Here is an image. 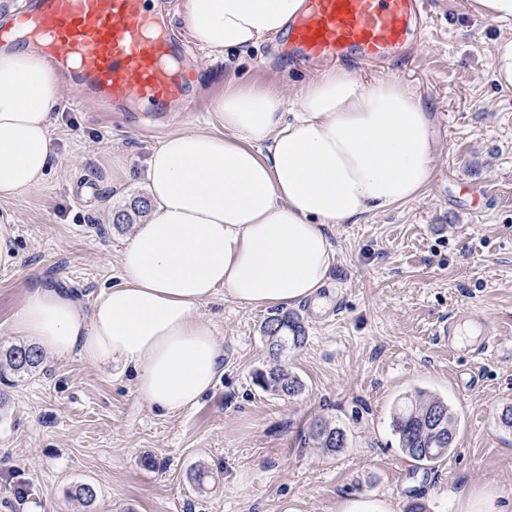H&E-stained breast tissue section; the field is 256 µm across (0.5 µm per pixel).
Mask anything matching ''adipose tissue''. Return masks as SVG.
<instances>
[{"instance_id": "ef3b65f1", "label": "adipose tissue", "mask_w": 512, "mask_h": 512, "mask_svg": "<svg viewBox=\"0 0 512 512\" xmlns=\"http://www.w3.org/2000/svg\"><path fill=\"white\" fill-rule=\"evenodd\" d=\"M306 0H185L193 39L216 56L284 35ZM62 100L31 47L0 50V199L40 185ZM217 129L170 132L146 160L149 211L120 254L121 281L91 305L45 282L28 288L12 331L57 357L132 371L137 396L168 414L193 408L224 372L200 309L315 299L335 260L328 235L417 199L433 176V120L399 78L367 83L332 68L295 105L224 80Z\"/></svg>"}]
</instances>
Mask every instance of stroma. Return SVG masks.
<instances>
[{"label": "stroma", "instance_id": "stroma-1", "mask_svg": "<svg viewBox=\"0 0 512 512\" xmlns=\"http://www.w3.org/2000/svg\"><path fill=\"white\" fill-rule=\"evenodd\" d=\"M163 2L198 64L197 106L161 120L127 112L108 124L64 84L49 172L0 202L15 249L14 263L0 266L2 349L20 342L10 323L31 273L87 305L119 283L133 227L114 224L115 213L145 196V161L164 133L212 120L225 75L271 86L291 103L310 76L270 43L211 59L190 36L185 0ZM467 2L431 0L430 29L407 61L381 72L348 66L358 78L393 75L419 91L438 151L419 198L331 233L327 307L292 308L305 345L273 359L261 326L275 308L218 298L202 315L224 346V373L175 415L140 400L132 373L44 355L35 370L0 381V512H336L351 499L381 500L392 512L416 502L461 512V487L512 495V427L500 421L512 406V88H500L490 69L507 29ZM120 161L132 177L116 185ZM461 315L494 328L484 350L473 339L436 340L439 323ZM276 363L298 376L299 393L257 384ZM418 389L447 400L457 418L453 448L432 466L403 455L391 426L396 401ZM321 420L345 431L342 453L327 455L312 439ZM199 465L212 475L203 490L192 480ZM81 483L97 489L87 507L69 496Z\"/></svg>", "mask_w": 512, "mask_h": 512}]
</instances>
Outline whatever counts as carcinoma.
I'll return each instance as SVG.
<instances>
[{"label": "carcinoma", "mask_w": 512, "mask_h": 512, "mask_svg": "<svg viewBox=\"0 0 512 512\" xmlns=\"http://www.w3.org/2000/svg\"><path fill=\"white\" fill-rule=\"evenodd\" d=\"M147 203L137 200L131 211L115 214L116 223L131 224L134 218L146 213ZM263 336L273 356L290 347L299 348L306 341L305 328L300 319L285 313L268 319L262 326ZM42 361L41 352L29 346H12L0 356V379L8 372H22L37 367ZM258 384L265 390L293 395L301 389L299 379L288 370L276 365L257 375ZM392 428L398 438L401 452L423 465L433 466L441 461L453 447L456 438V418L447 401L416 390L407 401L398 404L392 412ZM344 431L325 421L312 427V437L324 451L341 452L345 443L339 442Z\"/></svg>", "instance_id": "1"}]
</instances>
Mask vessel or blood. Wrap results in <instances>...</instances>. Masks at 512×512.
<instances>
[{"mask_svg":"<svg viewBox=\"0 0 512 512\" xmlns=\"http://www.w3.org/2000/svg\"><path fill=\"white\" fill-rule=\"evenodd\" d=\"M147 2L29 0L17 22L33 25L38 49L69 68L72 84L104 111L133 101L186 104L196 71L170 69L180 43ZM426 13L424 0H309L287 40L302 63H341L351 54L382 62L420 39Z\"/></svg>","mask_w":512,"mask_h":512,"instance_id":"1","label":"vessel or blood"}]
</instances>
